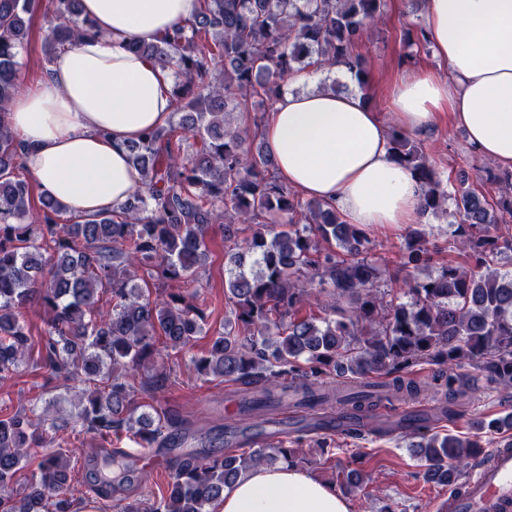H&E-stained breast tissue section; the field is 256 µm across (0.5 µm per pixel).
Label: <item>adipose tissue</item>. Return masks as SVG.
<instances>
[{
	"mask_svg": "<svg viewBox=\"0 0 512 512\" xmlns=\"http://www.w3.org/2000/svg\"><path fill=\"white\" fill-rule=\"evenodd\" d=\"M93 37L57 51L7 115L39 195L77 215L123 204L142 182L128 147L171 116V66L129 51L192 22L201 0H80ZM430 48L448 78L402 80L383 120L361 93H285L262 138L278 179L332 203L348 223L419 221L420 186L389 149L390 126L421 131L452 112L483 156L512 168V0H426ZM222 512H351L329 484L284 465L225 487Z\"/></svg>",
	"mask_w": 512,
	"mask_h": 512,
	"instance_id": "adipose-tissue-1",
	"label": "adipose tissue"
}]
</instances>
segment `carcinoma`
<instances>
[{
	"label": "carcinoma",
	"instance_id": "1",
	"mask_svg": "<svg viewBox=\"0 0 512 512\" xmlns=\"http://www.w3.org/2000/svg\"><path fill=\"white\" fill-rule=\"evenodd\" d=\"M49 18L47 61L60 47L94 35L80 0H0V380L18 372L32 337L21 309L32 303L46 315L43 363L51 375L84 385L72 421L50 409L36 419L0 418V512H74L67 455L42 457L21 494L9 484L25 468L32 448H52L60 431L80 430L102 440L124 431L145 448L174 444L187 429L176 409L158 411L130 401L129 373L156 366L158 339L190 351L206 325L198 303L199 273L209 258L216 224L233 242L224 280L230 316L205 354L193 358L203 376L245 387L241 414L293 405L336 409L349 420L347 435H387L371 423L374 408L421 396L438 399L413 434L419 438L428 481L454 486L483 452L479 436L441 434L438 421L468 398L463 370L512 389V270L494 267L512 253V170L488 167L477 178L498 188L490 198L461 176L445 178L409 133L391 127L395 159L421 186V215H449L460 262H436L446 252L424 229L409 227L395 258L375 256L366 229L343 220L336 207L305 200L282 184L254 128L230 122L256 100L275 101L288 79L306 67L343 65L369 88L353 54L366 25L382 17L387 0H204L188 26L128 50L175 68L174 111L167 125L129 146L142 186L109 212L74 217L20 177L25 147L6 123L18 91L20 50L34 8ZM394 266L418 271L399 293L381 287ZM153 281L156 297L138 284ZM108 295L112 307L101 305ZM319 314L300 318L304 308ZM437 366L427 381L411 377L422 364ZM481 431L512 430V413L473 423ZM92 453L85 479L120 512H207L224 487L255 466L308 463L286 443L259 445L247 454L207 452L176 461L167 490L150 501H128L139 478L126 468L109 478Z\"/></svg>",
	"mask_w": 512,
	"mask_h": 512
}]
</instances>
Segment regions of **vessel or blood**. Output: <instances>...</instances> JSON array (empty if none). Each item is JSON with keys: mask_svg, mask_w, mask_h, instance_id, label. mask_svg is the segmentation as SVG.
Segmentation results:
<instances>
[{"mask_svg": "<svg viewBox=\"0 0 512 512\" xmlns=\"http://www.w3.org/2000/svg\"><path fill=\"white\" fill-rule=\"evenodd\" d=\"M439 512H512V448H497L491 461L449 491Z\"/></svg>", "mask_w": 512, "mask_h": 512, "instance_id": "1", "label": "vessel or blood"}]
</instances>
